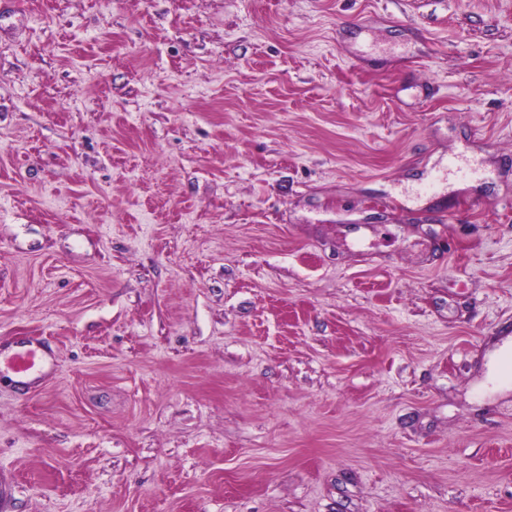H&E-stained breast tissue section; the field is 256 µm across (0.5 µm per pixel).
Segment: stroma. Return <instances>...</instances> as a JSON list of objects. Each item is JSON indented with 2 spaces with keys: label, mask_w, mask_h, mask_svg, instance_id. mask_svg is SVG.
<instances>
[{
  "label": "stroma",
  "mask_w": 512,
  "mask_h": 512,
  "mask_svg": "<svg viewBox=\"0 0 512 512\" xmlns=\"http://www.w3.org/2000/svg\"><path fill=\"white\" fill-rule=\"evenodd\" d=\"M508 336L512 0H0L9 512H512Z\"/></svg>",
  "instance_id": "stroma-1"
}]
</instances>
